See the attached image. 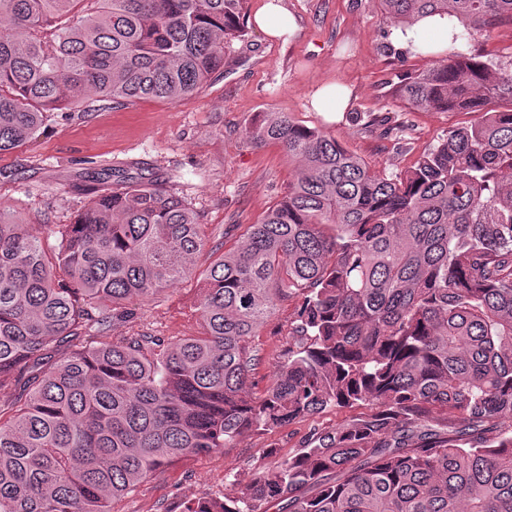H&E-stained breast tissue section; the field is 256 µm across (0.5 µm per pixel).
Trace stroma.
Listing matches in <instances>:
<instances>
[{
  "label": "stroma",
  "instance_id": "obj_1",
  "mask_svg": "<svg viewBox=\"0 0 512 512\" xmlns=\"http://www.w3.org/2000/svg\"><path fill=\"white\" fill-rule=\"evenodd\" d=\"M297 30L287 43L249 28L226 54L224 72L205 90L176 104L140 99L122 107L96 103L54 113L42 135L23 150L0 155V209L46 237L49 225L70 223L104 182L103 168L157 178L200 215L208 250L231 248L250 224L283 196L291 166L280 145L255 144L245 134L260 112H285L298 123L334 136L380 174L407 170L448 129L473 124L476 112L411 110L391 93L403 72L424 57L400 54L395 27L379 0H286ZM336 83L351 91L346 111L317 112L315 88ZM402 131L388 132L378 118ZM202 281L173 285L157 298L135 302L139 332L176 340L197 334L195 308ZM299 298L279 303L274 320L251 340L259 361L247 389L259 395L286 355ZM357 408L326 409L273 430L252 432L231 448L184 458L141 483L117 512H181L189 499L220 498L256 469L270 467L269 449L287 456L312 428L331 430Z\"/></svg>",
  "mask_w": 512,
  "mask_h": 512
}]
</instances>
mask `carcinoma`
I'll list each match as a JSON object with an SVG mask.
<instances>
[{
  "instance_id": "1",
  "label": "carcinoma",
  "mask_w": 512,
  "mask_h": 512,
  "mask_svg": "<svg viewBox=\"0 0 512 512\" xmlns=\"http://www.w3.org/2000/svg\"><path fill=\"white\" fill-rule=\"evenodd\" d=\"M472 41L512 0H380ZM246 0H0V154L75 102L169 104L224 72ZM409 108L480 112L411 169L373 171L284 112L246 130L293 166L281 200L197 271L199 214L122 176L48 238L0 212V512H115L188 455L362 405L222 499L182 512H512V62L455 51L401 75ZM202 278L201 331L170 341L129 303ZM302 303L287 360L247 391L249 340Z\"/></svg>"
}]
</instances>
